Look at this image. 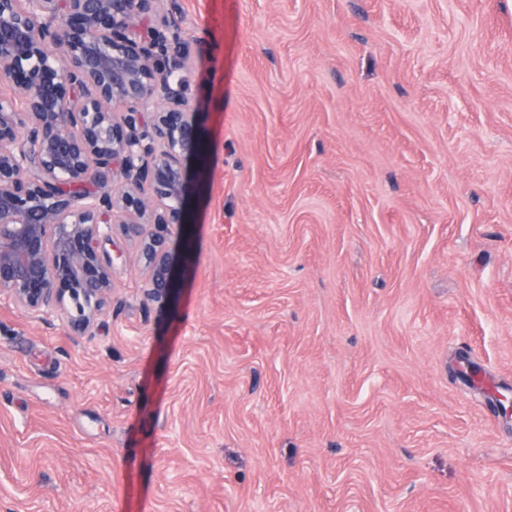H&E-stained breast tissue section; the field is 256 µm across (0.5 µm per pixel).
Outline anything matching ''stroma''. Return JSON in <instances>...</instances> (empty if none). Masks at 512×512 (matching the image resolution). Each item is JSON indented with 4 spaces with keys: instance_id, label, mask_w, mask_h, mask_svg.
<instances>
[{
    "instance_id": "1",
    "label": "stroma",
    "mask_w": 512,
    "mask_h": 512,
    "mask_svg": "<svg viewBox=\"0 0 512 512\" xmlns=\"http://www.w3.org/2000/svg\"><path fill=\"white\" fill-rule=\"evenodd\" d=\"M208 142L171 308L0 304V512H512V0H159Z\"/></svg>"
}]
</instances>
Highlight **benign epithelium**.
Masks as SVG:
<instances>
[{
    "instance_id": "1",
    "label": "benign epithelium",
    "mask_w": 512,
    "mask_h": 512,
    "mask_svg": "<svg viewBox=\"0 0 512 512\" xmlns=\"http://www.w3.org/2000/svg\"><path fill=\"white\" fill-rule=\"evenodd\" d=\"M156 0H0V301L89 332L112 293L113 225L140 232L146 302L170 306L205 142Z\"/></svg>"
}]
</instances>
